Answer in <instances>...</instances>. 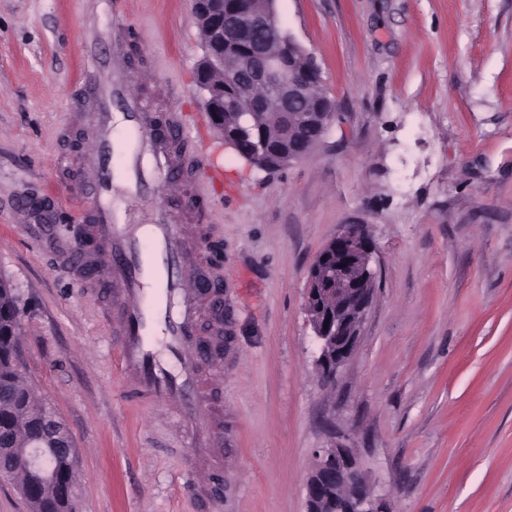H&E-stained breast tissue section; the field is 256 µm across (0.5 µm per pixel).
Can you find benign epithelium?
<instances>
[{
	"label": "benign epithelium",
	"mask_w": 512,
	"mask_h": 512,
	"mask_svg": "<svg viewBox=\"0 0 512 512\" xmlns=\"http://www.w3.org/2000/svg\"><path fill=\"white\" fill-rule=\"evenodd\" d=\"M276 0H193L203 43L196 83L204 108L224 144L251 164L273 170L307 156L334 120L335 103L323 90L314 57L287 33ZM258 112L282 116L271 134L255 128L248 148L227 132ZM376 245L361 224H344L319 252L308 272V321L319 343L316 365L326 379L351 358L376 292ZM52 454L60 468L43 464ZM22 470L19 486L30 504L56 496L61 512H75L78 458L70 433L48 414L34 426L27 446L0 440V476ZM307 512H389L386 498L370 488L355 449L335 445L317 451L306 484Z\"/></svg>",
	"instance_id": "benign-epithelium-1"
}]
</instances>
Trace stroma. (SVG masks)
Returning a JSON list of instances; mask_svg holds the SVG:
<instances>
[{
    "label": "stroma",
    "mask_w": 512,
    "mask_h": 512,
    "mask_svg": "<svg viewBox=\"0 0 512 512\" xmlns=\"http://www.w3.org/2000/svg\"><path fill=\"white\" fill-rule=\"evenodd\" d=\"M336 117L304 159L225 146L195 81L192 0H128L124 83L182 113L201 157L158 189L197 260L224 270L218 440L128 403L104 300L60 261L90 207L57 158L87 135L83 0H0V277L27 379L70 432L76 512H306L317 449L355 448L391 512H512V0H277ZM378 252L375 298L335 384L317 373L308 270L341 225ZM181 440V439H180ZM214 474L201 505L189 471Z\"/></svg>",
    "instance_id": "35a3bbf8"
}]
</instances>
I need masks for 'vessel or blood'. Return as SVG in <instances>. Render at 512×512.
Wrapping results in <instances>:
<instances>
[{
  "label": "vessel or blood",
  "instance_id": "vessel-or-blood-1",
  "mask_svg": "<svg viewBox=\"0 0 512 512\" xmlns=\"http://www.w3.org/2000/svg\"><path fill=\"white\" fill-rule=\"evenodd\" d=\"M85 2L93 20L112 30L124 25L126 0ZM84 60L95 110L87 115L92 132L75 178L95 201L75 216V245L64 260L85 282L103 277L114 287L109 319L129 398L164 407L174 428L205 429L216 402L200 386L207 342L197 312L201 293L217 287L221 275L191 262L186 227L171 223L164 207L135 224L130 211L112 204L115 189L133 180L173 185L179 175L173 146H193L196 138L177 113L159 118L125 91L115 57L90 42ZM118 124L125 130L122 142L113 135Z\"/></svg>",
  "mask_w": 512,
  "mask_h": 512
}]
</instances>
